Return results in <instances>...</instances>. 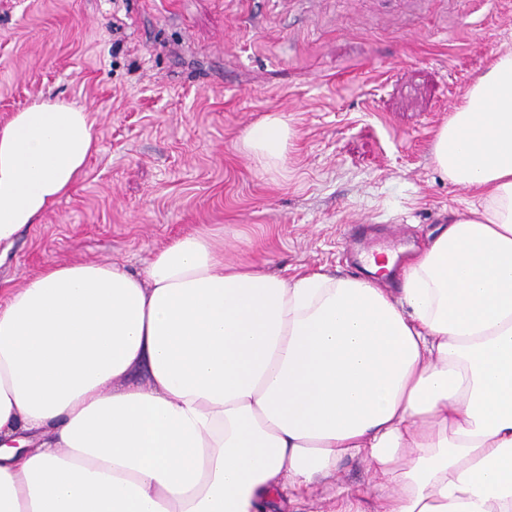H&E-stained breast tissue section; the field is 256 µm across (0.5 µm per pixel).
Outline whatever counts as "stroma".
I'll use <instances>...</instances> for the list:
<instances>
[{"mask_svg": "<svg viewBox=\"0 0 512 512\" xmlns=\"http://www.w3.org/2000/svg\"><path fill=\"white\" fill-rule=\"evenodd\" d=\"M512 0H0V126L34 101L89 109L98 150L69 193L0 249V303L43 268L142 272L210 232L232 262L364 274L341 241L392 227L400 262L470 193L432 157L453 106L499 51ZM285 114V160L242 147Z\"/></svg>", "mask_w": 512, "mask_h": 512, "instance_id": "stroma-1", "label": "stroma"}]
</instances>
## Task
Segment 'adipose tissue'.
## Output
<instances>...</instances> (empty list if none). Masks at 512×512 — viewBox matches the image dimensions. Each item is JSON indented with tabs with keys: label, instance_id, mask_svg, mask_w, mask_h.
Instances as JSON below:
<instances>
[{
	"label": "adipose tissue",
	"instance_id": "ef3b65f1",
	"mask_svg": "<svg viewBox=\"0 0 512 512\" xmlns=\"http://www.w3.org/2000/svg\"><path fill=\"white\" fill-rule=\"evenodd\" d=\"M274 113L242 138L281 163ZM91 112L36 101L0 127V246L69 192ZM466 211L402 269L285 278L210 233L144 272L48 266L0 303V512H512V51L439 129ZM372 478L339 482L348 459Z\"/></svg>",
	"mask_w": 512,
	"mask_h": 512
}]
</instances>
